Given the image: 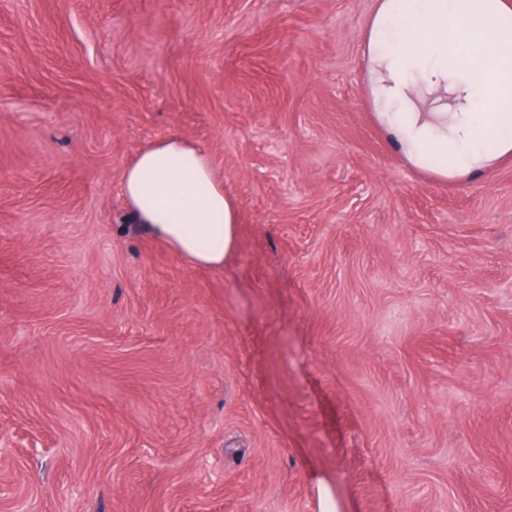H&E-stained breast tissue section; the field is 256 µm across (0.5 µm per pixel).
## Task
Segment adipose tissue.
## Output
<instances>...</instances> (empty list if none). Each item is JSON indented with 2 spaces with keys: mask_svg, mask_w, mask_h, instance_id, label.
Segmentation results:
<instances>
[{
  "mask_svg": "<svg viewBox=\"0 0 512 512\" xmlns=\"http://www.w3.org/2000/svg\"><path fill=\"white\" fill-rule=\"evenodd\" d=\"M512 21L506 0H380L367 50L377 118L407 161L481 170L488 143L512 151ZM121 192L139 224L195 268L220 269L238 213L207 151L171 134L141 146Z\"/></svg>",
  "mask_w": 512,
  "mask_h": 512,
  "instance_id": "ef3b65f1",
  "label": "adipose tissue"
}]
</instances>
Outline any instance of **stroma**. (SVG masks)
Returning a JSON list of instances; mask_svg holds the SVG:
<instances>
[{"mask_svg": "<svg viewBox=\"0 0 512 512\" xmlns=\"http://www.w3.org/2000/svg\"><path fill=\"white\" fill-rule=\"evenodd\" d=\"M378 0H0V512H512V152L410 165ZM179 134L219 270L136 224ZM121 192L139 224L195 268L222 269L234 251L238 213L207 151L171 134L141 146Z\"/></svg>", "mask_w": 512, "mask_h": 512, "instance_id": "35a3bbf8", "label": "stroma"}]
</instances>
